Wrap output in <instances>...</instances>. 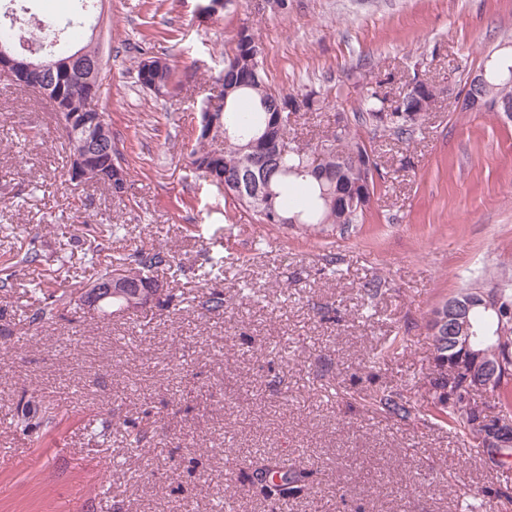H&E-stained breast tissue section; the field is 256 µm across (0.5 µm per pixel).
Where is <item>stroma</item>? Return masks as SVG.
Returning a JSON list of instances; mask_svg holds the SVG:
<instances>
[{"instance_id":"35a3bbf8","label":"stroma","mask_w":512,"mask_h":512,"mask_svg":"<svg viewBox=\"0 0 512 512\" xmlns=\"http://www.w3.org/2000/svg\"><path fill=\"white\" fill-rule=\"evenodd\" d=\"M23 0L28 15L71 21L75 45L103 61L100 102L131 164L130 202L67 176L50 105L0 84V269L30 238L50 262L30 280L76 288L86 267L84 220L126 225L127 241L174 254L188 274L168 309L131 320L87 312L23 331L35 296L0 292V512H512V460L477 453L432 409L425 385L433 309L461 288L512 273V121L462 112L456 96L486 58L512 42V0ZM256 38L270 83L319 91L329 103L296 121L315 143L352 118L383 83L412 77L437 99L413 141L359 125L383 177L360 223L274 227L237 217L230 199L187 166L200 112L240 29ZM165 54L164 96L137 81L139 48ZM224 258V312L200 316L195 270ZM380 296L369 297L373 282ZM389 388L419 408L402 420L374 410ZM55 423L13 422L23 392ZM117 428L88 430L101 409ZM149 417L151 444L129 448L118 424ZM285 458L304 492L267 498L252 463Z\"/></svg>"}]
</instances>
